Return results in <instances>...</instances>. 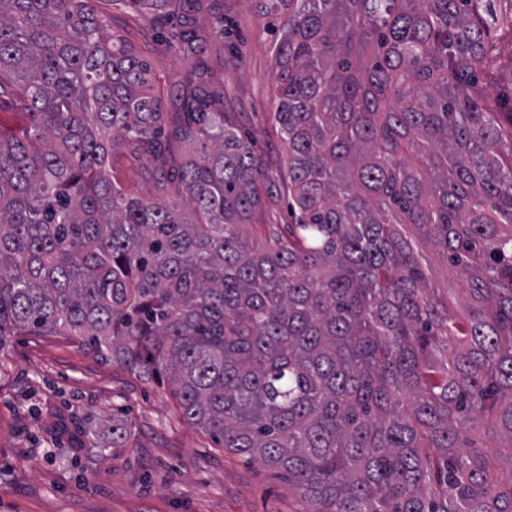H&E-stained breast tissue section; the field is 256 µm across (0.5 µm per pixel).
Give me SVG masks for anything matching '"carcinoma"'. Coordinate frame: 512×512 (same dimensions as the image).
<instances>
[{"label":"carcinoma","instance_id":"1","mask_svg":"<svg viewBox=\"0 0 512 512\" xmlns=\"http://www.w3.org/2000/svg\"><path fill=\"white\" fill-rule=\"evenodd\" d=\"M505 1L265 0L294 223L257 238L261 172L206 81L167 112L94 0H0V98L35 119L0 130V352L65 336L167 384L301 512H512V106L477 77ZM146 2L200 53L198 0ZM120 143L155 198L110 179Z\"/></svg>","mask_w":512,"mask_h":512}]
</instances>
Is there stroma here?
Returning <instances> with one entry per match:
<instances>
[{
    "label": "stroma",
    "instance_id": "obj_1",
    "mask_svg": "<svg viewBox=\"0 0 512 512\" xmlns=\"http://www.w3.org/2000/svg\"><path fill=\"white\" fill-rule=\"evenodd\" d=\"M261 0H206L196 15L202 51L162 52L177 16L158 20L133 0H97L113 32L143 54L166 111L206 66L237 127L254 143L270 199L255 223L286 226L288 167L274 119L275 45L281 18ZM483 80L512 92V33L496 38ZM113 181L142 198L156 194L152 163L122 144L109 155ZM122 418L132 437H88L86 424ZM284 476L224 453L187 423L167 387L148 383L59 336H17L0 354V512H296Z\"/></svg>",
    "mask_w": 512,
    "mask_h": 512
}]
</instances>
